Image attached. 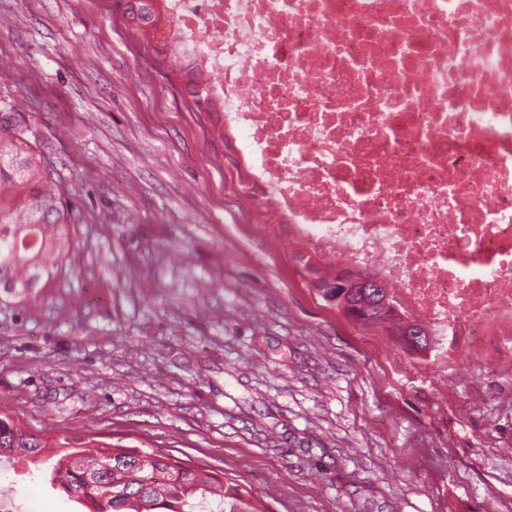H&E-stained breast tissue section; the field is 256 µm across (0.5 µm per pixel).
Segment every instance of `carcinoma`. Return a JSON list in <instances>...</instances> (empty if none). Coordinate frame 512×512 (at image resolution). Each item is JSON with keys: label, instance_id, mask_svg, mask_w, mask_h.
Instances as JSON below:
<instances>
[{"label": "carcinoma", "instance_id": "cac0c4a2", "mask_svg": "<svg viewBox=\"0 0 512 512\" xmlns=\"http://www.w3.org/2000/svg\"><path fill=\"white\" fill-rule=\"evenodd\" d=\"M124 4L128 24L149 39L161 18L162 0H118ZM185 86L194 106L205 100L210 111L218 108L210 98L203 74L187 70ZM32 132L8 103L0 104V294L21 301L52 277L48 258L66 259L72 249L69 236L71 205L49 152L31 141ZM304 270H313L323 284L312 285L327 304L357 321L377 317L364 325L385 326L407 319L397 311L391 287L384 285L388 307L379 308L378 295L362 289L348 296L340 282L363 281L377 276L365 268L353 272L327 267L309 254L297 255ZM40 456L48 464L45 475L52 488L81 500L86 512H269L246 488L215 475L203 479L199 468L187 466L160 452H126L105 447L89 455L55 445L35 431L21 428L12 418L0 416V459Z\"/></svg>", "mask_w": 512, "mask_h": 512}]
</instances>
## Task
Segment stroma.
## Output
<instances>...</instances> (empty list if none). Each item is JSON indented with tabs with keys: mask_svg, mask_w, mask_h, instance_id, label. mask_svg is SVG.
I'll list each match as a JSON object with an SVG mask.
<instances>
[{
	"mask_svg": "<svg viewBox=\"0 0 512 512\" xmlns=\"http://www.w3.org/2000/svg\"><path fill=\"white\" fill-rule=\"evenodd\" d=\"M77 214L0 303V415L208 465L272 512H512V365L448 364L326 304L241 186L223 116L113 0H0V102ZM0 465V512H83Z\"/></svg>",
	"mask_w": 512,
	"mask_h": 512,
	"instance_id": "obj_1",
	"label": "stroma"
}]
</instances>
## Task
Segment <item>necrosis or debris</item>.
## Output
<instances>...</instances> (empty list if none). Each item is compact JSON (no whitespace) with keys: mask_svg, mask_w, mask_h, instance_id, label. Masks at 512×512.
Masks as SVG:
<instances>
[{"mask_svg":"<svg viewBox=\"0 0 512 512\" xmlns=\"http://www.w3.org/2000/svg\"><path fill=\"white\" fill-rule=\"evenodd\" d=\"M244 187L305 251L377 268L447 350L512 361V0H164Z\"/></svg>","mask_w":512,"mask_h":512,"instance_id":"4bbe7bcc","label":"necrosis or debris"}]
</instances>
